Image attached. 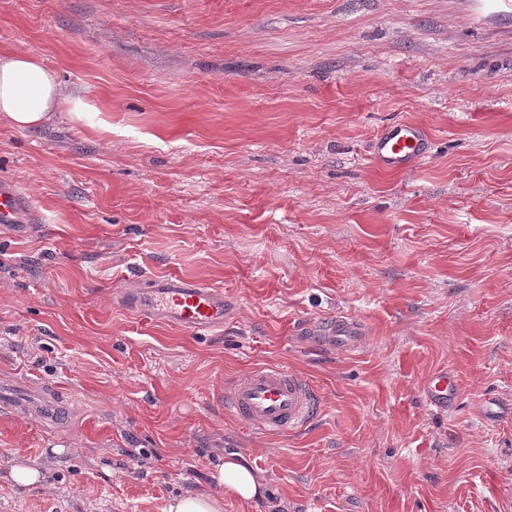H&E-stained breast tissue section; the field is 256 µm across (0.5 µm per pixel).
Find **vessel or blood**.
Returning a JSON list of instances; mask_svg holds the SVG:
<instances>
[{"label": "vessel or blood", "mask_w": 512, "mask_h": 512, "mask_svg": "<svg viewBox=\"0 0 512 512\" xmlns=\"http://www.w3.org/2000/svg\"><path fill=\"white\" fill-rule=\"evenodd\" d=\"M427 150L424 130L407 122L386 127L371 145L373 157L391 171L414 166ZM32 208L31 196L12 180L0 178L1 231L31 232ZM121 301L145 322H166L195 334L222 327L228 314L223 289L179 276L150 280L137 292L122 294ZM313 334L322 347L354 349L365 336L366 327L359 320L339 317L321 322ZM423 394L429 406L445 411L458 398V383L441 369L427 379ZM224 405L264 434L299 431L313 420L316 411L315 392L308 381L278 367L253 369L234 382L224 392Z\"/></svg>", "instance_id": "obj_1"}]
</instances>
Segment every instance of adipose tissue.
I'll return each instance as SVG.
<instances>
[{
    "label": "adipose tissue",
    "instance_id": "1",
    "mask_svg": "<svg viewBox=\"0 0 512 512\" xmlns=\"http://www.w3.org/2000/svg\"><path fill=\"white\" fill-rule=\"evenodd\" d=\"M65 101L71 104L72 116L83 119L85 104L77 98L64 99L56 73L42 60L26 53L0 55V117L10 125L39 128ZM215 480L245 503L261 494L252 469L235 454L217 466Z\"/></svg>",
    "mask_w": 512,
    "mask_h": 512
}]
</instances>
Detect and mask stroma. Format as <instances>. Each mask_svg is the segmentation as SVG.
I'll use <instances>...</instances> for the list:
<instances>
[{"label": "stroma", "mask_w": 512, "mask_h": 512, "mask_svg": "<svg viewBox=\"0 0 512 512\" xmlns=\"http://www.w3.org/2000/svg\"><path fill=\"white\" fill-rule=\"evenodd\" d=\"M55 70L43 127L0 121L35 229L0 235V512H512V9L495 0H0V54ZM429 138L412 170L370 153ZM223 288V329L118 301ZM353 317V350L311 327ZM261 366L314 388L300 433L224 410ZM448 369L460 398L427 405ZM255 471L244 504L212 475ZM424 130L413 123L399 122L386 127L371 145L373 157L385 169L400 171L414 166L427 153ZM423 394L429 406L439 411H448V408L458 398V383L453 376L448 374V370L440 369L427 379L423 387ZM8 482L19 488H27L39 483L42 474L36 462L29 460L23 462H14L6 475ZM223 501L202 493L187 492L171 501L167 512H222Z\"/></svg>", "instance_id": "stroma-1"}]
</instances>
